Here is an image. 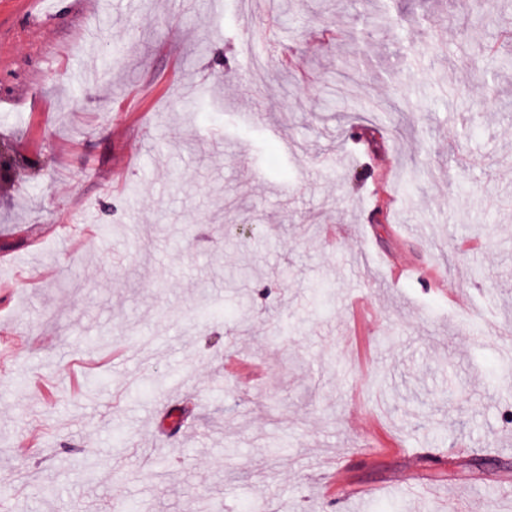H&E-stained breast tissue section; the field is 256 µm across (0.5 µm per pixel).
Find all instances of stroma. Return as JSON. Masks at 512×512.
<instances>
[{
  "label": "stroma",
  "mask_w": 512,
  "mask_h": 512,
  "mask_svg": "<svg viewBox=\"0 0 512 512\" xmlns=\"http://www.w3.org/2000/svg\"><path fill=\"white\" fill-rule=\"evenodd\" d=\"M511 13L0 0V512H512Z\"/></svg>",
  "instance_id": "stroma-1"
}]
</instances>
